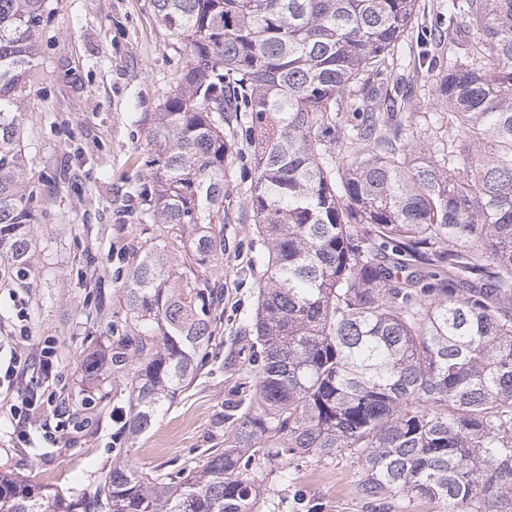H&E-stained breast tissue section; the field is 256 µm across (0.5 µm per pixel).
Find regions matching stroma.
Segmentation results:
<instances>
[{
    "label": "stroma",
    "mask_w": 512,
    "mask_h": 512,
    "mask_svg": "<svg viewBox=\"0 0 512 512\" xmlns=\"http://www.w3.org/2000/svg\"><path fill=\"white\" fill-rule=\"evenodd\" d=\"M20 130L30 172L29 190L39 215L34 231L36 275L31 283L0 277V337L13 330L16 309L26 304L32 336L54 337L63 365L60 383L71 414L84 420L61 448L40 443L9 445L11 427L0 426V471L24 476L41 489L82 493L112 467V439L119 428L106 386L82 381L94 351L122 333L117 301L119 265L110 246L118 226L127 235H158L155 224L131 215V195L151 169L144 151L149 119L169 94L185 61L182 41L158 21L151 0H48ZM417 17L394 49L392 80L412 94L414 121L429 142L448 141L449 112L435 92L437 74L452 52L421 47L424 34L448 26V0H418ZM227 172L231 222L224 227V257L212 271L224 287V347L199 360L196 380L160 414L131 451L141 470L177 476L201 465L209 449L224 445V413L249 397L254 380L242 369L256 349L242 336V322L256 307L252 288L251 224L243 168L245 140ZM106 296L95 311L85 278ZM293 478L265 481L258 512H374L356 495L361 472L342 455L306 458L292 465Z\"/></svg>",
    "instance_id": "obj_1"
}]
</instances>
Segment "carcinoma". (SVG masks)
<instances>
[{
    "label": "carcinoma",
    "instance_id": "cac0c4a2",
    "mask_svg": "<svg viewBox=\"0 0 512 512\" xmlns=\"http://www.w3.org/2000/svg\"><path fill=\"white\" fill-rule=\"evenodd\" d=\"M186 61L147 133L121 298L129 331L85 370L125 376L121 438L149 430L222 343L226 177L249 141L252 241L263 271L245 327L252 397L224 447L179 479L118 448L73 498L0 473V512H254L264 472L346 454L359 498L512 512V0H449L436 92L458 165L402 144L412 119L384 78L416 0H153ZM47 0H0V259L25 277L37 218L19 117ZM477 37L469 39L471 29ZM355 93V116L343 115ZM345 150L336 160L334 149ZM180 251L172 264L169 254Z\"/></svg>",
    "mask_w": 512,
    "mask_h": 512
}]
</instances>
